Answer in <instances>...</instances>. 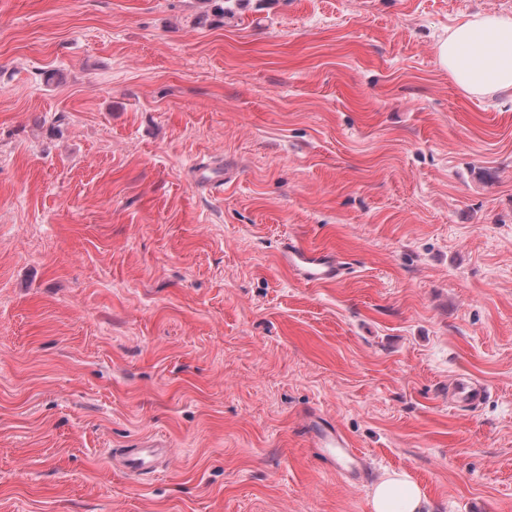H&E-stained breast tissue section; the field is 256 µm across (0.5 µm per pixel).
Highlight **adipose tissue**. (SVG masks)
I'll return each mask as SVG.
<instances>
[{
    "instance_id": "adipose-tissue-1",
    "label": "adipose tissue",
    "mask_w": 512,
    "mask_h": 512,
    "mask_svg": "<svg viewBox=\"0 0 512 512\" xmlns=\"http://www.w3.org/2000/svg\"><path fill=\"white\" fill-rule=\"evenodd\" d=\"M439 65L464 93L485 97L512 90V16L486 14L450 27L437 45ZM373 512H428L419 486L403 472L373 483Z\"/></svg>"
}]
</instances>
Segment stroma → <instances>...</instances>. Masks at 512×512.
Wrapping results in <instances>:
<instances>
[{
	"instance_id": "stroma-1",
	"label": "stroma",
	"mask_w": 512,
	"mask_h": 512,
	"mask_svg": "<svg viewBox=\"0 0 512 512\" xmlns=\"http://www.w3.org/2000/svg\"><path fill=\"white\" fill-rule=\"evenodd\" d=\"M215 3L0 0V512H512V91L436 49L512 0ZM281 263L293 275L308 283L325 284L342 274V263L323 250L285 243L280 255ZM307 430L317 448H347L351 452V442L334 425L326 424L317 412L308 414ZM170 448H157L146 443L142 448H128L119 454L125 470L133 475H146L154 472L161 456H168ZM373 512H430L419 486L404 472L385 473L373 483Z\"/></svg>"
}]
</instances>
